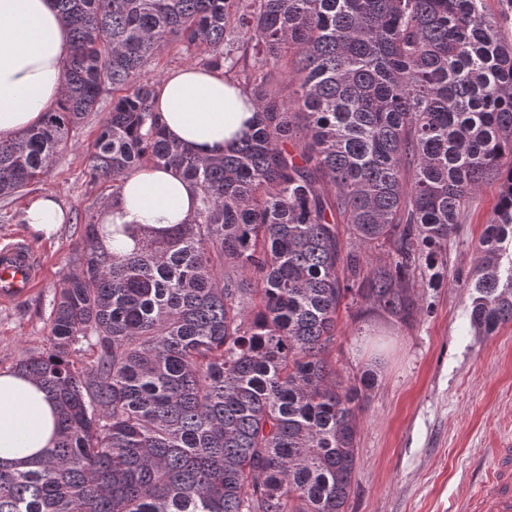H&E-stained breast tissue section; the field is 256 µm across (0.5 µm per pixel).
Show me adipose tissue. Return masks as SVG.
<instances>
[{
	"label": "adipose tissue",
	"mask_w": 512,
	"mask_h": 512,
	"mask_svg": "<svg viewBox=\"0 0 512 512\" xmlns=\"http://www.w3.org/2000/svg\"><path fill=\"white\" fill-rule=\"evenodd\" d=\"M68 26L52 0H0V138L38 123L64 94L62 65L69 56ZM169 139L203 156L230 149L253 117L247 94L219 70L188 66L169 74L155 100ZM197 205L193 186L172 168H143L126 176L117 203L101 222L184 221ZM57 414L42 387L18 371L0 372V462L35 458L53 447Z\"/></svg>",
	"instance_id": "adipose-tissue-1"
}]
</instances>
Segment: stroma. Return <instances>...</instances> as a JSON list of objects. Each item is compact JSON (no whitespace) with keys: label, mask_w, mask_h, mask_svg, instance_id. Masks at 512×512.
Returning <instances> with one entry per match:
<instances>
[{"label":"stroma","mask_w":512,"mask_h":512,"mask_svg":"<svg viewBox=\"0 0 512 512\" xmlns=\"http://www.w3.org/2000/svg\"><path fill=\"white\" fill-rule=\"evenodd\" d=\"M88 115L47 176L0 197V246L22 241L44 262L42 282L0 303V371L49 346L48 316L80 240L82 219L101 214L112 190L90 184L88 154L104 111ZM487 180L448 242L441 287L427 289L428 313L413 327L368 312L340 309L332 353L343 377L376 373L358 401L357 467L347 512H458L488 474L491 449L512 443V325L490 336L470 326V298L457 280L473 267L475 246L497 202ZM54 196L66 221L51 239L36 238L25 220L35 200Z\"/></svg>","instance_id":"1"}]
</instances>
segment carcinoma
Returning a JSON list of instances; mask_svg holds the SVG:
<instances>
[{
	"label": "carcinoma",
	"instance_id": "cac0c4a2",
	"mask_svg": "<svg viewBox=\"0 0 512 512\" xmlns=\"http://www.w3.org/2000/svg\"><path fill=\"white\" fill-rule=\"evenodd\" d=\"M236 4L53 0L64 97L0 140V196L46 175L110 91L91 183L115 203L126 175L171 167L198 205L167 229L112 225L126 252L83 224L49 347L17 364L55 404L57 439L0 465V512H346L376 375L338 378V310L416 323L419 288L442 284L448 240L504 170L459 287L476 332L512 324V0L496 15L487 0ZM171 40L249 93L255 117L221 155L168 140L157 88L137 82Z\"/></svg>",
	"mask_w": 512,
	"mask_h": 512
}]
</instances>
